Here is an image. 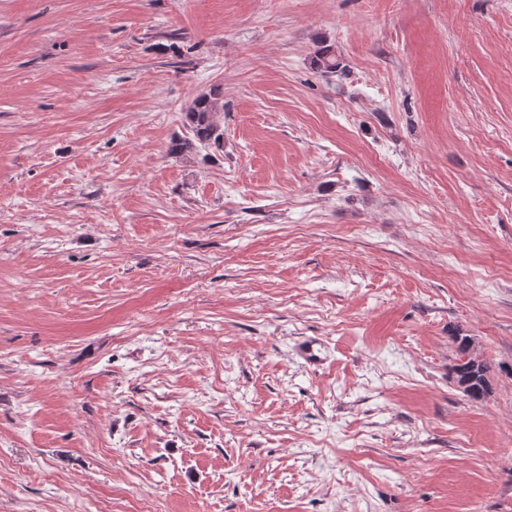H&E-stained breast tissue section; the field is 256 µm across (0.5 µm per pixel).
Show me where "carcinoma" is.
Instances as JSON below:
<instances>
[{"label": "carcinoma", "instance_id": "obj_1", "mask_svg": "<svg viewBox=\"0 0 512 512\" xmlns=\"http://www.w3.org/2000/svg\"><path fill=\"white\" fill-rule=\"evenodd\" d=\"M311 69L324 73H335L340 67L336 51L331 46L317 49L310 60ZM224 108L223 91L214 87L197 95L184 113V121L192 132V138L172 142L170 151L176 154L192 153L203 147L224 152V124L221 122V109ZM457 363L453 366L452 379L462 386L468 397L479 400L491 393L492 382L485 363L473 356L472 341L469 336H455Z\"/></svg>", "mask_w": 512, "mask_h": 512}]
</instances>
